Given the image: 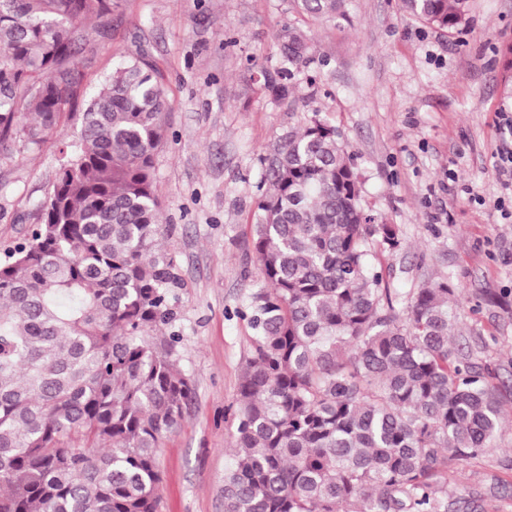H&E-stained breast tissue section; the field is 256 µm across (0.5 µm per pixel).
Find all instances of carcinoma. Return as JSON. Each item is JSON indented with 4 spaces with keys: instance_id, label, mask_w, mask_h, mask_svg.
Instances as JSON below:
<instances>
[{
    "instance_id": "carcinoma-1",
    "label": "carcinoma",
    "mask_w": 512,
    "mask_h": 512,
    "mask_svg": "<svg viewBox=\"0 0 512 512\" xmlns=\"http://www.w3.org/2000/svg\"><path fill=\"white\" fill-rule=\"evenodd\" d=\"M293 2L313 18L347 15V0ZM466 7L403 0L451 32ZM111 11L112 0H0V157L58 126L81 23ZM277 42L288 66L260 75L280 103L310 56L294 28ZM167 109L145 55L113 70L30 238L0 261V512H157L160 441L193 396L170 350L146 339L180 286L154 172ZM261 162L263 287L245 314L255 336L224 512H460L448 465L488 453L501 414L454 343L455 289L386 287L373 258L400 248L399 229L365 210L353 156L319 112Z\"/></svg>"
}]
</instances>
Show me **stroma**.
I'll use <instances>...</instances> for the list:
<instances>
[{
	"instance_id": "stroma-1",
	"label": "stroma",
	"mask_w": 512,
	"mask_h": 512,
	"mask_svg": "<svg viewBox=\"0 0 512 512\" xmlns=\"http://www.w3.org/2000/svg\"><path fill=\"white\" fill-rule=\"evenodd\" d=\"M286 25L303 32L318 74L315 85H298L294 109L270 102L246 64L253 56L278 68ZM85 33L59 136L0 161V253L35 224L77 138V113L113 69L147 53L166 77L155 176L161 245L181 280L173 321L149 341L172 347L195 389L157 453L159 512H224L233 411L254 336L241 312L262 286L251 244L261 158L315 111L349 143L363 206L400 229L401 249L374 259L386 285L448 282L458 335L486 341L474 359L491 373L503 422L492 454L450 464L448 495L468 512H512V190L498 174L512 150L501 119L512 114V0H469L454 33L409 16L402 0H349L343 20L300 16L290 0H117Z\"/></svg>"
}]
</instances>
